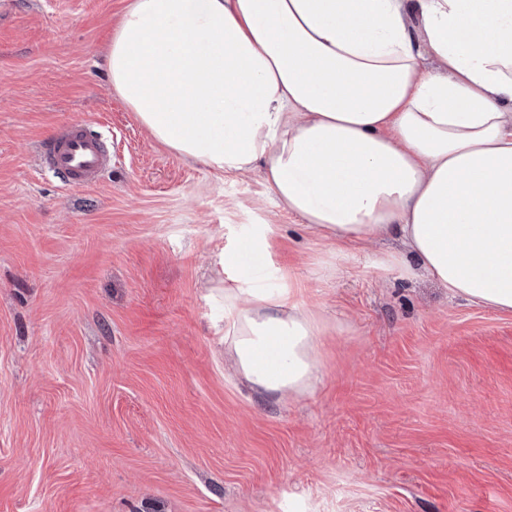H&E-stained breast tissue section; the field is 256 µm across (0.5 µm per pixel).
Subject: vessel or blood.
<instances>
[{"label": "vessel or blood", "mask_w": 512, "mask_h": 512, "mask_svg": "<svg viewBox=\"0 0 512 512\" xmlns=\"http://www.w3.org/2000/svg\"><path fill=\"white\" fill-rule=\"evenodd\" d=\"M38 152L41 166L73 187L97 184L112 165V153L104 141L80 122L71 123L41 141Z\"/></svg>", "instance_id": "1"}]
</instances>
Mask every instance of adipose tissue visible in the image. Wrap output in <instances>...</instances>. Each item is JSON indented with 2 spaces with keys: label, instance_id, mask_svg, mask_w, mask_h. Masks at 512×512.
I'll use <instances>...</instances> for the list:
<instances>
[{
  "label": "adipose tissue",
  "instance_id": "1",
  "mask_svg": "<svg viewBox=\"0 0 512 512\" xmlns=\"http://www.w3.org/2000/svg\"><path fill=\"white\" fill-rule=\"evenodd\" d=\"M106 69L159 143L263 165L288 213L397 235L452 295L512 312V0H127ZM237 373L313 386L321 324L293 287H224Z\"/></svg>",
  "mask_w": 512,
  "mask_h": 512
}]
</instances>
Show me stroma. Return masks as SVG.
Returning <instances> with one entry per match:
<instances>
[{"label":"stroma","instance_id":"1","mask_svg":"<svg viewBox=\"0 0 512 512\" xmlns=\"http://www.w3.org/2000/svg\"><path fill=\"white\" fill-rule=\"evenodd\" d=\"M124 5L0 0V512H512V314L154 140L107 78ZM72 121L112 152L92 187L38 159ZM223 279L300 288L312 389L235 374Z\"/></svg>","mask_w":512,"mask_h":512}]
</instances>
